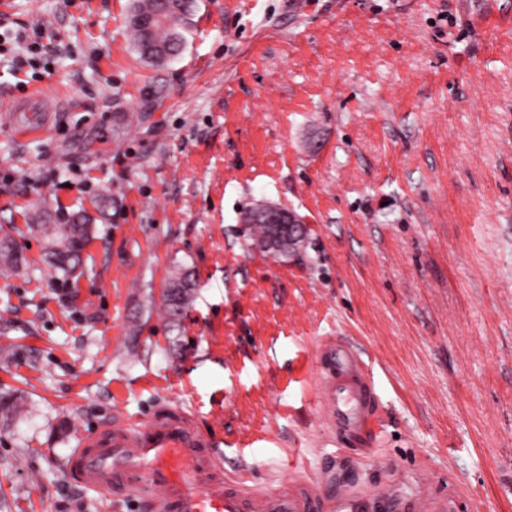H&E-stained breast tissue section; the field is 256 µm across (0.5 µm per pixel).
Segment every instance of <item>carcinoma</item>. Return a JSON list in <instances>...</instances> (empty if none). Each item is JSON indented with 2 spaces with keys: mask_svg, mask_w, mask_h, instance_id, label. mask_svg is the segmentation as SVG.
<instances>
[{
  "mask_svg": "<svg viewBox=\"0 0 512 512\" xmlns=\"http://www.w3.org/2000/svg\"><path fill=\"white\" fill-rule=\"evenodd\" d=\"M194 7V0H132L128 30L139 57L151 65H161L177 58L185 42L182 30L189 23ZM242 221L252 225L261 244H267L271 228L260 219L259 208L245 212ZM87 235L88 225L76 221L67 225L63 233L54 236L47 261L67 274L74 273ZM193 287L187 273L172 279L166 302L173 314L183 311Z\"/></svg>",
  "mask_w": 512,
  "mask_h": 512,
  "instance_id": "cac0c4a2",
  "label": "carcinoma"
}]
</instances>
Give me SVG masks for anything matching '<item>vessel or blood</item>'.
<instances>
[{"instance_id": "vessel-or-blood-1", "label": "vessel or blood", "mask_w": 512, "mask_h": 512, "mask_svg": "<svg viewBox=\"0 0 512 512\" xmlns=\"http://www.w3.org/2000/svg\"><path fill=\"white\" fill-rule=\"evenodd\" d=\"M325 421L337 441L364 438L375 425L379 398L357 348L324 342L316 355ZM214 433L193 412L166 401L145 420L117 421L83 435L69 470L83 485L106 493L135 492L146 512H325L320 485L296 476L275 492L225 476ZM457 493L403 497L395 512H468Z\"/></svg>"}]
</instances>
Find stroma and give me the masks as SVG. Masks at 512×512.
Returning a JSON list of instances; mask_svg holds the SVG:
<instances>
[{
  "label": "stroma",
  "mask_w": 512,
  "mask_h": 512,
  "mask_svg": "<svg viewBox=\"0 0 512 512\" xmlns=\"http://www.w3.org/2000/svg\"><path fill=\"white\" fill-rule=\"evenodd\" d=\"M129 6L0 0V235L21 257L0 266V512H145L69 458L168 399L266 491L300 473L352 484L340 512L451 487L512 512V0H197L161 66ZM36 89L47 130L18 134ZM268 203L306 222L291 256L241 220ZM79 211L66 277L30 224ZM328 336L371 366L361 446L322 416ZM193 287L194 284L187 273L172 279L169 285L170 294H166V302L173 314H180L183 311Z\"/></svg>",
  "instance_id": "obj_1"
}]
</instances>
